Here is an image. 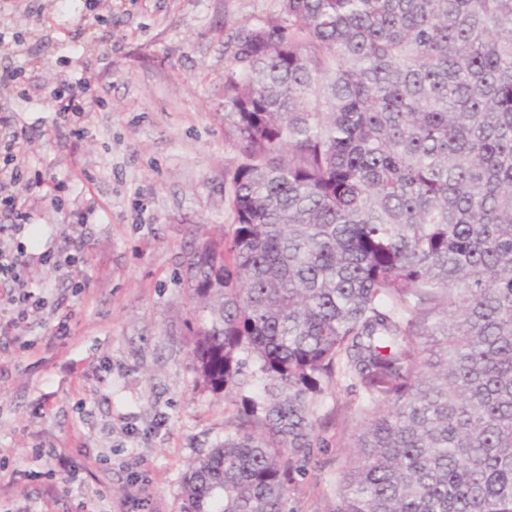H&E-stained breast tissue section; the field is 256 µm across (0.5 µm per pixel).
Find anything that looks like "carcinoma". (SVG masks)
I'll list each match as a JSON object with an SVG mask.
<instances>
[{
    "mask_svg": "<svg viewBox=\"0 0 512 512\" xmlns=\"http://www.w3.org/2000/svg\"><path fill=\"white\" fill-rule=\"evenodd\" d=\"M229 231L186 267L191 355L267 383L182 512H285L333 388V512H512V0H281L224 73Z\"/></svg>",
    "mask_w": 512,
    "mask_h": 512,
    "instance_id": "1",
    "label": "carcinoma"
}]
</instances>
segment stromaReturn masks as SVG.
<instances>
[{"instance_id": "1", "label": "stroma", "mask_w": 512, "mask_h": 512, "mask_svg": "<svg viewBox=\"0 0 512 512\" xmlns=\"http://www.w3.org/2000/svg\"><path fill=\"white\" fill-rule=\"evenodd\" d=\"M279 10L280 0H0V116L28 138L9 170L46 183L27 211L43 249L80 257L70 272L32 274L48 306L33 348L0 379V512H179L188 463L262 395L252 365L228 396L199 382L185 267L231 221L226 44ZM82 83L90 109L63 120ZM349 400L335 389L317 404L287 512H331L359 424ZM59 451L72 477L54 473Z\"/></svg>"}]
</instances>
